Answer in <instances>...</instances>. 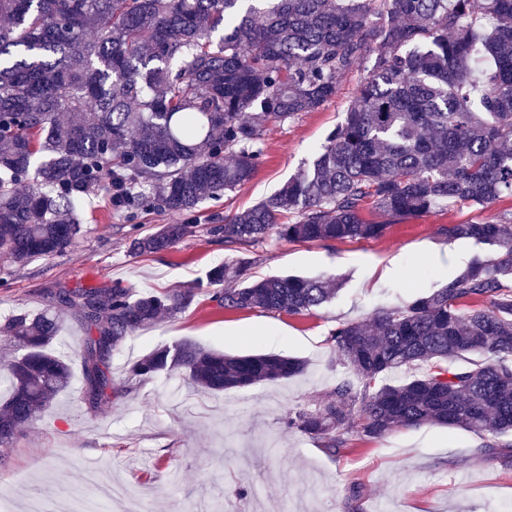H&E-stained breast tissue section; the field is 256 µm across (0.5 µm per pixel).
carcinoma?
Masks as SVG:
<instances>
[{
    "label": "carcinoma",
    "instance_id": "obj_1",
    "mask_svg": "<svg viewBox=\"0 0 512 512\" xmlns=\"http://www.w3.org/2000/svg\"><path fill=\"white\" fill-rule=\"evenodd\" d=\"M1 16L0 257L13 266L74 246L82 199L101 189L130 217H173L130 243L134 253L168 250L192 232L185 216L252 179L269 122L317 111L367 61L343 122L308 166L214 226L225 244L378 238L434 209L512 198V0H0ZM370 207L389 222L364 219ZM442 233L494 256L376 310L369 326L339 324L330 341L362 386L336 383L314 407L288 412L287 429L329 436L332 453L342 446L335 432L351 426L368 437L429 423L512 433V216ZM226 282L237 287L220 306L294 316L339 291L321 278L251 280L237 259L211 268L204 286ZM204 286L62 288L54 307L9 318L0 342L18 348L0 365V445L71 385L55 350L64 313L87 331L84 394L95 406L120 395L112 352ZM414 364L424 371L389 382ZM305 368L183 341L135 361L127 382L182 372L218 395Z\"/></svg>",
    "mask_w": 512,
    "mask_h": 512
}]
</instances>
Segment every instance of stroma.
<instances>
[{"label": "stroma", "instance_id": "1", "mask_svg": "<svg viewBox=\"0 0 512 512\" xmlns=\"http://www.w3.org/2000/svg\"><path fill=\"white\" fill-rule=\"evenodd\" d=\"M363 71L347 76L334 98L314 112L269 123L252 180L218 200L204 201L189 221L191 234L166 252L136 255L129 243L161 224L154 210L135 220L112 208L107 193L84 198L86 233L64 254L15 267L0 261V323L18 310L38 313L50 293L66 286L115 283L138 292L188 288L214 266L250 262L258 278L297 275L341 281L333 300L292 316L263 309L227 310L200 291L182 312L128 336L112 357L115 386L129 364L182 340L229 354H284L304 360V373L212 395L189 388L184 375L164 374L130 394L90 408L83 399L81 349L85 331L67 318L58 340L69 359V391L0 448V512H27L30 500L56 498L81 487L85 471L102 464V477L147 499L151 512H170L172 498L232 505L235 512H279L315 492L311 512H512V459L496 453L500 436L437 424L397 427L377 437L342 431L341 452L326 440L286 430L288 411L316 404L338 381H357L330 342L347 321H366L381 306L396 307L444 285L477 253L451 239L449 224L488 220L512 211L504 198L486 208L436 211L390 225L378 239L292 243L269 236L228 247L212 231L225 216L274 194L314 156L354 99ZM397 258V273L380 280L372 265Z\"/></svg>", "mask_w": 512, "mask_h": 512}]
</instances>
